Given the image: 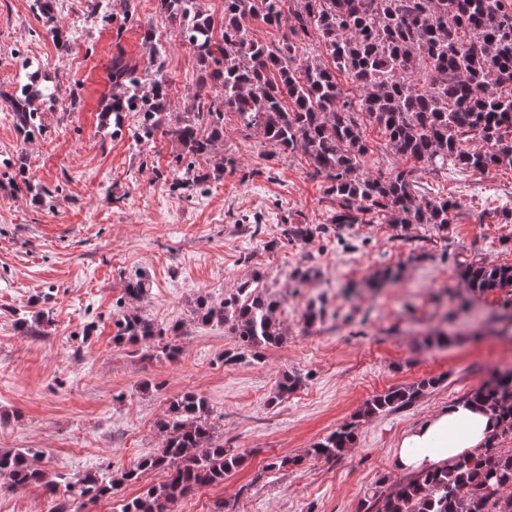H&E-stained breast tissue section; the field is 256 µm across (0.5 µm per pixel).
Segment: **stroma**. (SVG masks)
Wrapping results in <instances>:
<instances>
[{"label": "stroma", "mask_w": 512, "mask_h": 512, "mask_svg": "<svg viewBox=\"0 0 512 512\" xmlns=\"http://www.w3.org/2000/svg\"><path fill=\"white\" fill-rule=\"evenodd\" d=\"M94 0H57L72 49L61 54L34 0H0V92L30 75L73 87L77 106L59 99L42 137L22 141L13 112L0 110V449L34 448L48 474L78 476L121 469L162 445L155 422L187 391L206 397L225 447L243 457L222 484L196 490L171 512H359L381 481L401 478V432L459 401L494 368L512 367V292L471 295L460 264H512V170L480 175L422 171V188L460 202L456 223L354 224L338 235L287 242L285 224H325L331 216L322 179L299 154L273 155L256 131L224 124V154L235 164L192 197L169 193L172 145L135 148L136 113L111 135L101 111L112 89L113 54L146 67L144 30L164 35L165 72L174 112L193 109L198 75L180 30L158 0H132L133 17L94 16ZM64 192L39 205L14 190L8 173ZM260 223L251 235L245 225ZM149 294L138 310L161 328L181 324L176 359L152 344L114 341L112 306L133 275ZM282 297L283 343L228 364V324L193 323L198 296L220 303L242 282ZM325 307L324 320L308 321ZM49 312L47 335L18 330L17 315ZM435 332L445 346L426 345ZM296 390L274 400L284 375ZM435 387L398 410L367 418V400L424 378ZM357 420L353 448L335 460L308 457L311 446ZM286 467H276L281 458ZM144 473L112 498L72 497L67 512H120L123 500L158 483ZM39 488L0 487V512H57Z\"/></svg>", "instance_id": "obj_1"}]
</instances>
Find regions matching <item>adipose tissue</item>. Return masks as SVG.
Masks as SVG:
<instances>
[{"mask_svg":"<svg viewBox=\"0 0 512 512\" xmlns=\"http://www.w3.org/2000/svg\"><path fill=\"white\" fill-rule=\"evenodd\" d=\"M498 427L495 415L480 406L456 402L406 429L397 443L400 470L419 474L483 448Z\"/></svg>","mask_w":512,"mask_h":512,"instance_id":"ef3b65f1","label":"adipose tissue"}]
</instances>
